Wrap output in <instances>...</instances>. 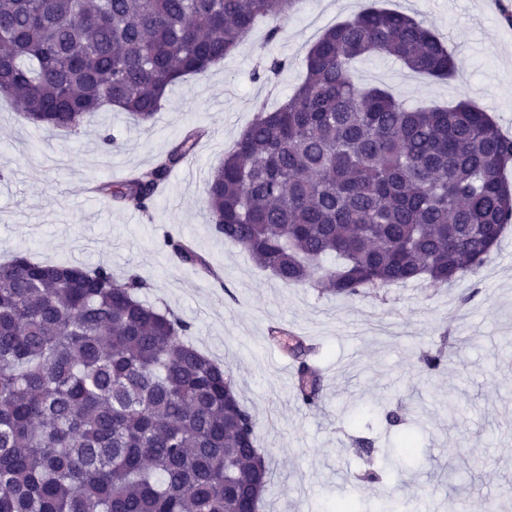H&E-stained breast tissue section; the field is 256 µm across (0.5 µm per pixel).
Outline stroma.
Returning <instances> with one entry per match:
<instances>
[{
  "label": "stroma",
  "mask_w": 512,
  "mask_h": 512,
  "mask_svg": "<svg viewBox=\"0 0 512 512\" xmlns=\"http://www.w3.org/2000/svg\"><path fill=\"white\" fill-rule=\"evenodd\" d=\"M372 6L410 14L453 41L457 72L436 81L373 56L355 62L356 81L374 73L376 85L411 106L471 98L512 134V24L494 0H304L298 12L260 21L205 75L173 84L148 128L112 111L95 113L76 135L45 132L0 100V262L24 252L37 261L103 265L120 280L135 273L148 284L145 300L191 322L193 344L231 369L256 417L272 478L262 512H332L341 497L379 512L385 495L420 496L422 512L486 505L512 512V231L475 275L449 286H389L343 299L285 285L207 222L206 180L257 108L295 91L324 30ZM273 25L281 37L270 42ZM273 57L286 67L272 82L255 79ZM195 127L204 132L196 155L170 174L149 213L94 193L99 183L151 167ZM170 236L188 240L207 269L169 253ZM276 325L321 345L320 410L295 400L293 362L268 339ZM447 336L459 340L447 366L423 374L418 353ZM380 399L405 424L387 425L373 409ZM364 432L388 446L416 433L417 456L394 461L385 485L362 482L352 439Z\"/></svg>",
  "instance_id": "obj_1"
}]
</instances>
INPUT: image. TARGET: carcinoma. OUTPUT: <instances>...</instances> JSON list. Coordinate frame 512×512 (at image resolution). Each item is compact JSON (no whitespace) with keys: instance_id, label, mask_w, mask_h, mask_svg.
Masks as SVG:
<instances>
[{"instance_id":"obj_1","label":"carcinoma","mask_w":512,"mask_h":512,"mask_svg":"<svg viewBox=\"0 0 512 512\" xmlns=\"http://www.w3.org/2000/svg\"><path fill=\"white\" fill-rule=\"evenodd\" d=\"M299 2L0 0V95L44 131L76 132L112 109L146 126L169 86ZM370 56L435 80L456 73L415 17L366 9L322 33L302 84L258 110L206 188L224 243L285 284L346 299L474 274L512 223V138L469 99L411 108L356 82L351 63ZM203 135L187 132L153 167L97 191L148 212ZM164 245L205 264L183 240ZM144 288L104 266L24 253L0 264V512H259L270 467L254 415L230 371L187 340L192 324L141 301ZM293 340L296 399L315 410V347ZM418 362L432 374L448 352Z\"/></svg>"}]
</instances>
